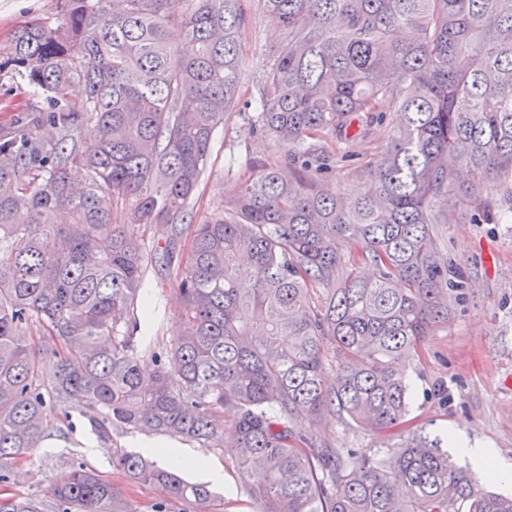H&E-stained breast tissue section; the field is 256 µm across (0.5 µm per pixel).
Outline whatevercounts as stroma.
Wrapping results in <instances>:
<instances>
[{
  "label": "stroma",
  "mask_w": 512,
  "mask_h": 512,
  "mask_svg": "<svg viewBox=\"0 0 512 512\" xmlns=\"http://www.w3.org/2000/svg\"><path fill=\"white\" fill-rule=\"evenodd\" d=\"M247 15L241 42L243 78L240 102L214 134L204 181L193 201L194 222L218 215L236 191L240 179L276 155L268 142L250 135L251 103L257 81L273 58L282 28L260 0H242ZM61 0H0V49L15 28L33 18H57ZM438 244L447 257L452 283L446 324L426 337L408 368L411 389L408 431L425 429L436 435L458 432L469 440L495 448L498 458L512 465V215L460 221L436 227ZM143 293L159 309L153 333L168 343L181 333L179 301L172 278L148 272ZM302 433L320 446L373 452L388 447V439L356 430L345 417L325 415L303 422ZM187 451L223 463L224 483L216 485L214 512H253L248 487L258 485L261 472L241 476L232 449L202 448L190 443ZM94 469L131 499L136 512H152L162 495L156 487L134 485L112 467V453L86 417L70 411L51 428L41 448L18 460L0 498L25 496L47 505V490L61 474L78 466Z\"/></svg>",
  "instance_id": "1"
}]
</instances>
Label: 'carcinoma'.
Segmentation results:
<instances>
[{
    "mask_svg": "<svg viewBox=\"0 0 512 512\" xmlns=\"http://www.w3.org/2000/svg\"><path fill=\"white\" fill-rule=\"evenodd\" d=\"M260 2L283 37L250 133L278 160L203 224L190 205L239 101L241 0H64L60 19L14 32L6 63L38 100L0 127V470L75 407L112 441L114 469L164 489L154 512H212L215 495L117 446L129 430L233 443L240 474L265 472L248 488L258 512H512L446 437L416 433L379 456L298 431L336 413L371 434L407 422L410 361L449 315L434 225L462 218L455 199L503 207L492 187L512 181V0ZM377 127L385 141L356 170L372 190L352 180L336 194L349 147ZM102 192L129 201L121 223ZM148 224L166 230L151 253ZM159 267L175 271L183 332L140 352L142 281ZM38 339L54 345L50 372ZM48 496L58 512H135L84 466Z\"/></svg>",
    "mask_w": 512,
    "mask_h": 512,
    "instance_id": "obj_1",
    "label": "carcinoma"
}]
</instances>
